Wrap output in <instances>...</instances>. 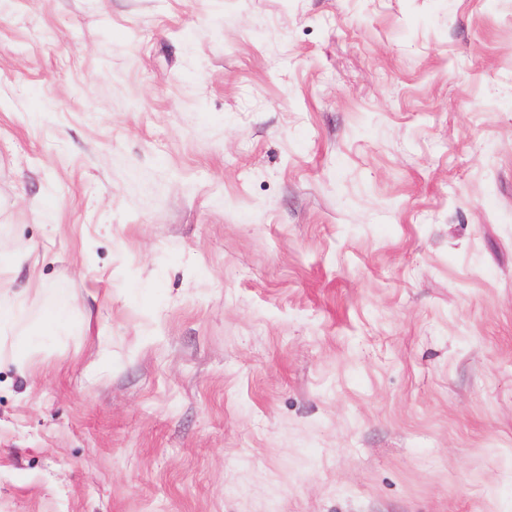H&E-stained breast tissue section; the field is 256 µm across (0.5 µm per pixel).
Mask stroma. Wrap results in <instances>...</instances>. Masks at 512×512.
Returning <instances> with one entry per match:
<instances>
[{"label": "stroma", "instance_id": "1", "mask_svg": "<svg viewBox=\"0 0 512 512\" xmlns=\"http://www.w3.org/2000/svg\"><path fill=\"white\" fill-rule=\"evenodd\" d=\"M15 296L0 512H512V0H0Z\"/></svg>", "mask_w": 512, "mask_h": 512}]
</instances>
